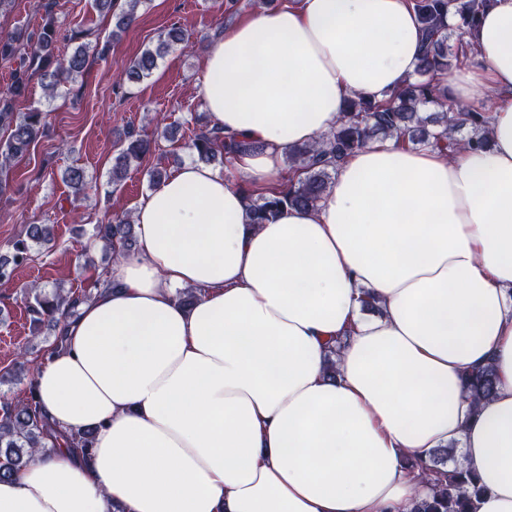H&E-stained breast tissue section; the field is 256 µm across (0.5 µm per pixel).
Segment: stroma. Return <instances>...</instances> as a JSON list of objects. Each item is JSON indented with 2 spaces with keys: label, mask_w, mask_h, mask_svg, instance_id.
Segmentation results:
<instances>
[{
  "label": "stroma",
  "mask_w": 512,
  "mask_h": 512,
  "mask_svg": "<svg viewBox=\"0 0 512 512\" xmlns=\"http://www.w3.org/2000/svg\"><path fill=\"white\" fill-rule=\"evenodd\" d=\"M252 12L251 0H146L136 22L116 35L114 18L100 14L94 0H55L54 13L64 30L89 28L113 37L114 43L107 60H92L84 76L56 99H48L35 79L28 95L13 103L17 112H44L49 131L16 162L9 187L0 194V255L32 224L53 225L54 245L35 250L32 261L0 282V374H13L0 384V394L12 402L30 397V377L18 366L17 351L28 348L29 360L41 361L50 339L49 333L36 332L23 289L37 282L94 292L105 253L92 241L93 224L116 212L135 211L151 189L154 168L171 173L196 162L189 143L193 118L204 110L205 56L220 27ZM174 23L188 34V42L170 47L150 77L127 80L128 65L144 49L156 47ZM131 129L151 137L152 149L115 184L112 165ZM72 165L83 167L94 182L86 197L74 198L63 180Z\"/></svg>",
  "instance_id": "1"
}]
</instances>
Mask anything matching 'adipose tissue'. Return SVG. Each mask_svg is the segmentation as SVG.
I'll return each mask as SVG.
<instances>
[{
  "mask_svg": "<svg viewBox=\"0 0 512 512\" xmlns=\"http://www.w3.org/2000/svg\"><path fill=\"white\" fill-rule=\"evenodd\" d=\"M467 39L478 65L438 82L489 110L486 149L372 142L271 224L202 164L140 200L139 252L35 374L49 451L0 480V512H407L427 489L403 457L451 443L474 512H512V0ZM419 49L410 0H283L224 28L205 106L257 143L234 165L266 185L347 98L401 88ZM489 362L497 390L471 408L465 373ZM85 430L90 452L68 447Z\"/></svg>",
  "mask_w": 512,
  "mask_h": 512,
  "instance_id": "adipose-tissue-1",
  "label": "adipose tissue"
}]
</instances>
